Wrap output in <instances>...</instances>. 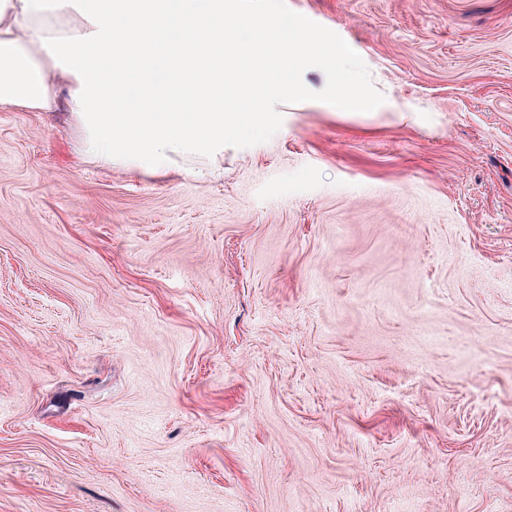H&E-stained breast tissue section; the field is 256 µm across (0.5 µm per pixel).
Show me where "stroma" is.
Listing matches in <instances>:
<instances>
[{
    "label": "stroma",
    "mask_w": 512,
    "mask_h": 512,
    "mask_svg": "<svg viewBox=\"0 0 512 512\" xmlns=\"http://www.w3.org/2000/svg\"><path fill=\"white\" fill-rule=\"evenodd\" d=\"M285 3L377 110L158 170L0 111V512H512V0Z\"/></svg>",
    "instance_id": "35a3bbf8"
}]
</instances>
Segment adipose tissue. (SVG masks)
Listing matches in <instances>:
<instances>
[{"instance_id":"ef3b65f1","label":"adipose tissue","mask_w":512,"mask_h":512,"mask_svg":"<svg viewBox=\"0 0 512 512\" xmlns=\"http://www.w3.org/2000/svg\"><path fill=\"white\" fill-rule=\"evenodd\" d=\"M228 35L252 61L266 58L248 27L225 33L224 0H0V110L66 107L89 159L162 168L213 156L239 126L224 109L225 78L243 81L258 112L279 94L272 74H242Z\"/></svg>"}]
</instances>
